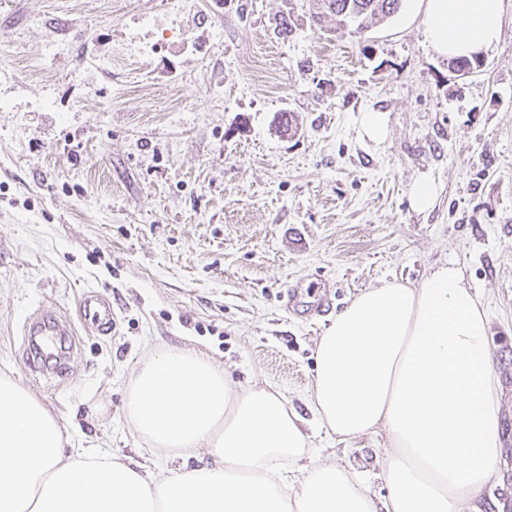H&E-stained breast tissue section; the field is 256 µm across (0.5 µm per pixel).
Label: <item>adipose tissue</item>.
Here are the masks:
<instances>
[{"label":"adipose tissue","instance_id":"ef3b65f1","mask_svg":"<svg viewBox=\"0 0 512 512\" xmlns=\"http://www.w3.org/2000/svg\"><path fill=\"white\" fill-rule=\"evenodd\" d=\"M446 57L495 43L504 0H417ZM485 314L459 268L415 287L360 291L315 353L318 422L341 439L383 432L388 495L335 465L284 477L309 445L276 389L235 392L206 356L157 349L128 387L125 414L159 450L207 449L211 462L160 474L73 434L13 376L0 375V512H460L501 456L498 378Z\"/></svg>","mask_w":512,"mask_h":512}]
</instances>
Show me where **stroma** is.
Masks as SVG:
<instances>
[{"mask_svg":"<svg viewBox=\"0 0 512 512\" xmlns=\"http://www.w3.org/2000/svg\"><path fill=\"white\" fill-rule=\"evenodd\" d=\"M310 3L0 0V374L76 444L150 466L161 452L126 419L128 385L156 348L195 349L236 388L279 389L307 422V464L343 466L379 500L377 436L339 440L310 408L316 342L359 291L448 262L485 310L499 379L481 504L512 512V0L466 79L409 5L339 37ZM366 112L383 142L362 137ZM421 179L438 188L425 212ZM88 286L115 334L84 333ZM43 309L73 327L61 377L23 363ZM386 134L385 120L381 113L366 112L361 119V135L379 143L384 140ZM438 188L432 181L423 179L416 181L411 188L413 206L421 211L429 209L435 202Z\"/></svg>","mask_w":512,"mask_h":512,"instance_id":"stroma-1","label":"stroma"}]
</instances>
